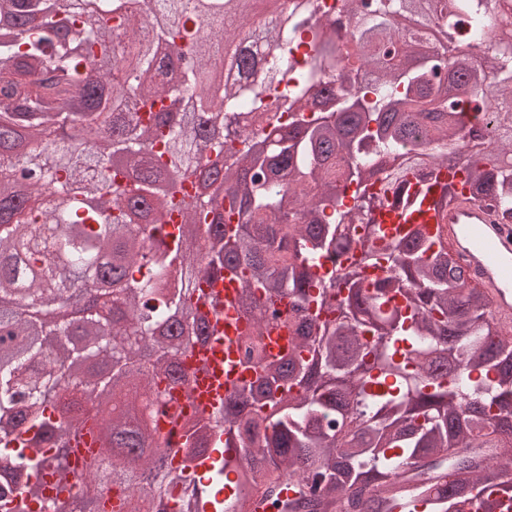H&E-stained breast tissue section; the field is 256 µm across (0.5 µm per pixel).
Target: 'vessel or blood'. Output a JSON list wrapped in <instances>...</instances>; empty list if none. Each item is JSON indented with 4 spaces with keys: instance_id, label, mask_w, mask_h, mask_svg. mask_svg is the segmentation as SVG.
Masks as SVG:
<instances>
[{
    "instance_id": "b4317fda",
    "label": "vessel or blood",
    "mask_w": 512,
    "mask_h": 512,
    "mask_svg": "<svg viewBox=\"0 0 512 512\" xmlns=\"http://www.w3.org/2000/svg\"><path fill=\"white\" fill-rule=\"evenodd\" d=\"M380 221L428 225L457 255L469 282L481 288L502 331L512 332L511 224L499 223L493 211L464 191L447 209H425L406 217L398 210L387 208L381 212ZM239 288V283L230 279L212 283V291L224 299V314L214 321L210 342L189 351L184 360L186 383L170 391V404L177 411L188 410L204 416L223 405L226 396L234 392L240 371L238 335L246 326L244 320L235 316ZM264 337L271 353L277 356L288 352L293 331L275 321L268 324ZM97 446L95 427L86 423L71 457L77 463H87Z\"/></svg>"
}]
</instances>
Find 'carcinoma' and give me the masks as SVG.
<instances>
[{"instance_id": "1", "label": "carcinoma", "mask_w": 512, "mask_h": 512, "mask_svg": "<svg viewBox=\"0 0 512 512\" xmlns=\"http://www.w3.org/2000/svg\"><path fill=\"white\" fill-rule=\"evenodd\" d=\"M0 0V512L60 495L112 512L207 484L179 512H253L279 486L282 512H465L512 496V335L463 281L424 224L393 233L371 214L453 203L459 189L512 221V26L507 0H343L352 40L293 0L255 26L242 0ZM472 27L462 52L457 22ZM312 52L299 58L298 35ZM225 61L221 95L211 63ZM208 149L219 185L175 206L171 176L195 182ZM448 169L442 179L441 169ZM411 172L426 189L404 193ZM239 276L242 342L261 369L196 421L169 413L184 374L173 354L210 336L202 283ZM288 294V357L259 336ZM92 296L100 313L44 326L37 316ZM154 394L149 417L131 409ZM167 416L186 448L158 469ZM93 419L106 434L75 470L57 448ZM233 493L216 494L229 476Z\"/></svg>"}]
</instances>
